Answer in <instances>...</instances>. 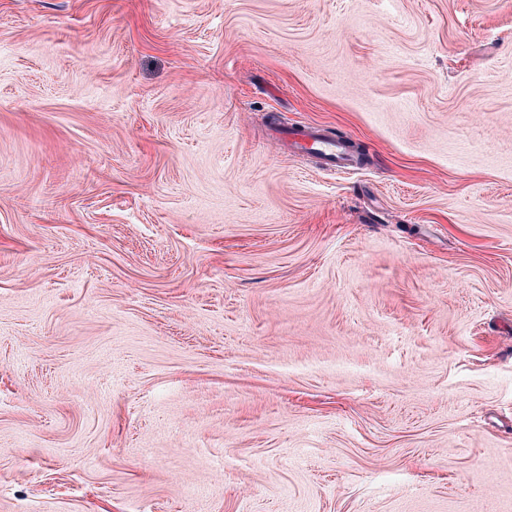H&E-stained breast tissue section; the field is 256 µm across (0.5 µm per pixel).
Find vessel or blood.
I'll use <instances>...</instances> for the list:
<instances>
[{
	"label": "vessel or blood",
	"instance_id": "1",
	"mask_svg": "<svg viewBox=\"0 0 512 512\" xmlns=\"http://www.w3.org/2000/svg\"><path fill=\"white\" fill-rule=\"evenodd\" d=\"M283 136L292 152L315 157L323 170L336 172L356 162L347 142L331 137L319 127L294 125L285 129Z\"/></svg>",
	"mask_w": 512,
	"mask_h": 512
}]
</instances>
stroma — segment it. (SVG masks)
I'll use <instances>...</instances> for the list:
<instances>
[{
    "mask_svg": "<svg viewBox=\"0 0 512 512\" xmlns=\"http://www.w3.org/2000/svg\"><path fill=\"white\" fill-rule=\"evenodd\" d=\"M0 512H512V0H0ZM283 136L288 140V149L315 157L323 170L336 173L357 163L346 141L336 140L319 127L293 125L285 129Z\"/></svg>",
    "mask_w": 512,
    "mask_h": 512,
    "instance_id": "obj_1",
    "label": "stroma"
}]
</instances>
